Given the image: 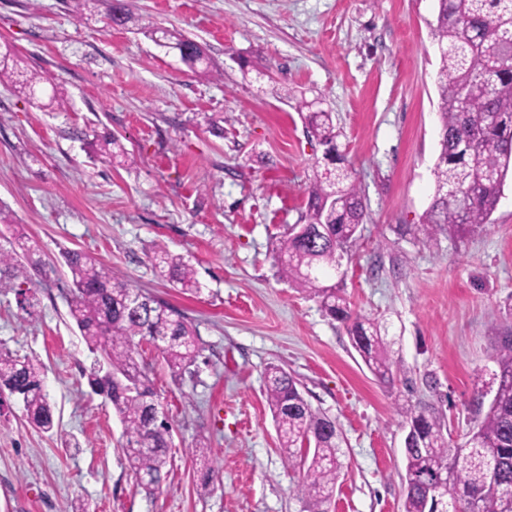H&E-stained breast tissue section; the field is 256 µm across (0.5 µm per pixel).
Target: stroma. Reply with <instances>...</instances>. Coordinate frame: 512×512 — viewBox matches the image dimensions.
<instances>
[{
  "mask_svg": "<svg viewBox=\"0 0 512 512\" xmlns=\"http://www.w3.org/2000/svg\"><path fill=\"white\" fill-rule=\"evenodd\" d=\"M140 25L180 30L219 73L191 72L138 31L109 27L105 0L73 19L63 0H0V52L41 71L35 95L0 85V206L48 264L0 289V350L38 357L55 430L33 428L0 397V512H304L265 395L277 364L343 433L327 512H403L402 411L440 417L463 443L497 386L495 349L512 334V179L486 226L430 231L439 150L434 0H126ZM295 88L332 112L366 209L339 285L354 314L378 322L395 382L364 365L344 323L279 278L274 258L306 210L323 148L309 139ZM67 93L51 105L53 85ZM118 137L115 166L94 141ZM189 258L190 295L162 280L157 248ZM65 250L82 251L196 327L194 376H177L150 342L137 359L172 426L170 466L138 488L123 425L86 374L96 356L76 325ZM37 303L28 317L20 295ZM210 446L196 460L198 440Z\"/></svg>",
  "mask_w": 512,
  "mask_h": 512,
  "instance_id": "obj_1",
  "label": "stroma"
}]
</instances>
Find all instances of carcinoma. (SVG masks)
I'll list each match as a JSON object with an SVG mask.
<instances>
[{"label":"carcinoma","mask_w":512,"mask_h":512,"mask_svg":"<svg viewBox=\"0 0 512 512\" xmlns=\"http://www.w3.org/2000/svg\"><path fill=\"white\" fill-rule=\"evenodd\" d=\"M431 23L440 47L438 112L440 150L436 158L434 195L424 214L431 230L462 238L488 223L508 176L512 175V0H435ZM108 24L126 27L134 21L125 0H109ZM183 49L189 68L205 60L203 48L179 31L143 27ZM18 65L0 63V83L34 89L39 77L24 80ZM307 135L325 147L306 186L307 211L301 220L315 238L292 229L277 258L280 278L320 299L333 318L350 323L349 333L365 365L387 385L394 382L386 343L378 324L352 317L342 289L320 283L337 270L360 238L365 216L360 188L340 166L332 113L305 99ZM99 152L121 162L131 157L116 137L101 140ZM0 224L13 229L0 244V288L30 279L46 262L37 248L14 229L9 211L0 208ZM72 278V303L88 349L97 355L88 376L95 394L105 396L123 425L125 449L138 486L151 493L167 477L172 427L160 417L153 382L136 360L137 342L163 337L160 352L179 374L195 373L197 333L181 310L118 279L112 270L79 251L62 253ZM160 275L174 287L199 292L190 260L167 249L154 252ZM497 390L483 419L459 448L448 447L440 419L426 410L402 412L413 432L405 442L404 512H512V337L500 339L495 351ZM44 364L36 357L0 351V394L22 399L30 424L43 432L55 427L54 408L43 390ZM266 399L277 427L285 463L305 473L298 493L307 512H326L342 466L343 436L336 422L313 409L299 383L272 365L266 374ZM448 475V497L438 500L429 482Z\"/></svg>","instance_id":"1"}]
</instances>
